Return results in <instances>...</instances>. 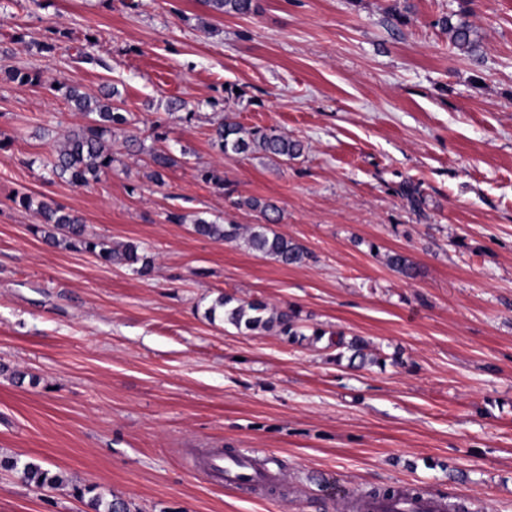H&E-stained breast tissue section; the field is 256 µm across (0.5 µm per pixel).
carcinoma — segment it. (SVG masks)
Masks as SVG:
<instances>
[{"mask_svg": "<svg viewBox=\"0 0 512 512\" xmlns=\"http://www.w3.org/2000/svg\"><path fill=\"white\" fill-rule=\"evenodd\" d=\"M211 11L220 14L247 16L256 12L255 0H203ZM453 15L443 16L439 20L442 28L448 31L451 43L461 53L475 59L478 57V45L472 37L470 26L464 21H452ZM53 91L61 94L72 109L86 119L63 135L55 155L46 163L52 176L74 186H88L100 179V176L112 169V128L132 122V115L120 106V92L105 85L100 95L90 96L76 86L57 84ZM211 142L221 152L235 153L258 152L267 157L288 162L300 157L304 145L297 139L288 138L274 129L247 130L235 118L227 114L224 121L211 132ZM153 170L150 178L163 181V171L176 163L175 158L164 151H149ZM237 208L245 207L259 212L265 220L263 224H254L247 234H242V226L229 222L220 224L202 217L192 220V232L216 243L243 240L247 248L263 257L284 265H300L312 258L311 252L293 240L275 232L271 225L279 220V208L276 204L260 198H247L233 202ZM38 212L42 217L43 239L54 246L81 250L96 256L107 264H116L132 269L133 272L147 276L151 273L153 262L140 251V246L127 243L112 247L105 241L87 231L83 220L62 207L48 203L39 204ZM386 264L402 276L412 279L417 270L414 262L406 254L392 252L386 256ZM223 311L224 320L236 328L249 331L277 330L283 336L294 339L303 335L299 326V316L292 309H274L262 300L240 301L231 295L220 296L208 309L206 317L215 319L217 310ZM336 350V358H341L343 350L352 351V357L372 363H381L379 355L367 354L360 340L345 342L343 338L328 343ZM22 478L38 489L51 488L60 482L57 475L29 462L21 468ZM94 512H129L128 505L120 499H107L97 494L91 501Z\"/></svg>", "mask_w": 512, "mask_h": 512, "instance_id": "obj_1", "label": "carcinoma"}]
</instances>
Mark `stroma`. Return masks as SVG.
<instances>
[{"label": "stroma", "instance_id": "obj_1", "mask_svg": "<svg viewBox=\"0 0 512 512\" xmlns=\"http://www.w3.org/2000/svg\"><path fill=\"white\" fill-rule=\"evenodd\" d=\"M257 5L0 0V459L63 479L39 490L1 469L0 512H92L75 494L88 487L130 512H341L353 491L397 487L512 512V0ZM449 14L480 61L451 45ZM79 46L99 65L74 62ZM55 82L114 85L135 119L113 128L112 169L87 187L45 166L83 122ZM227 113L301 140L302 156L218 152ZM132 133L145 153L127 150ZM156 147L186 156L160 184ZM209 166L229 192L202 181ZM23 194L139 244L152 276L48 245ZM233 196L276 203V231L311 259L285 266L192 232L198 216L260 223ZM392 251L416 278L387 266ZM225 293L293 307L382 361L207 319ZM211 448L269 457L287 496L205 476L191 458ZM202 2L211 11L220 14L247 16L257 10L255 0H204Z\"/></svg>", "mask_w": 512, "mask_h": 512}]
</instances>
